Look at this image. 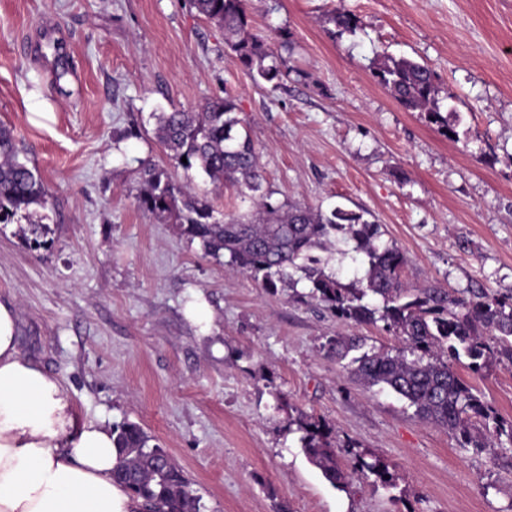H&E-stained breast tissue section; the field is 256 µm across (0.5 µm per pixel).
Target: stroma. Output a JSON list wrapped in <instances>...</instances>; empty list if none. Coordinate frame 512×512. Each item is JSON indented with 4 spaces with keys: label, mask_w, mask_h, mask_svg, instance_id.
Segmentation results:
<instances>
[{
    "label": "stroma",
    "mask_w": 512,
    "mask_h": 512,
    "mask_svg": "<svg viewBox=\"0 0 512 512\" xmlns=\"http://www.w3.org/2000/svg\"><path fill=\"white\" fill-rule=\"evenodd\" d=\"M353 17L352 29L331 22ZM249 30L287 32L281 85L256 86L191 0H0V124L49 188L0 224V301L21 353L81 419L139 423L183 468L203 512H512V446L476 452L327 357V337L399 342L336 317L305 285L274 290L139 209L165 163L153 113L231 95L276 201L370 213L405 280L512 296V0H251ZM435 73L456 138L377 81V55ZM227 215L234 187L173 170ZM462 375L512 419V363ZM297 410L340 448L385 461L395 485L330 486L288 427Z\"/></svg>",
    "instance_id": "stroma-1"
}]
</instances>
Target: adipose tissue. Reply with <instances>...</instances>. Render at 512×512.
I'll return each mask as SVG.
<instances>
[{
	"instance_id": "obj_1",
	"label": "adipose tissue",
	"mask_w": 512,
	"mask_h": 512,
	"mask_svg": "<svg viewBox=\"0 0 512 512\" xmlns=\"http://www.w3.org/2000/svg\"><path fill=\"white\" fill-rule=\"evenodd\" d=\"M115 462L111 429L79 421L64 386L22 356L0 303V512H138Z\"/></svg>"
}]
</instances>
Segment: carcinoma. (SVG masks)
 <instances>
[{
  "instance_id": "carcinoma-1",
  "label": "carcinoma",
  "mask_w": 512,
  "mask_h": 512,
  "mask_svg": "<svg viewBox=\"0 0 512 512\" xmlns=\"http://www.w3.org/2000/svg\"><path fill=\"white\" fill-rule=\"evenodd\" d=\"M198 13L224 28L230 58L256 84L278 87L280 57L270 43L248 31V0H193ZM374 74L406 109L423 112L444 135L453 132L442 115L443 99L427 65L405 57L380 55ZM155 138L175 167L201 170L214 184L235 187L252 201L253 217L224 219L205 197L173 180L156 163L142 167L144 191L137 206L169 219L179 232L202 243L225 265L261 277L263 286L309 283L311 298L340 319L357 324L384 323L401 340L394 350L365 349L360 336L327 339L328 356L354 365L366 388H388L405 399L423 422L452 433L461 448L512 446V420H506L458 373L461 358L480 372L498 359L512 361V297L502 300L483 290H450L438 282L407 287L404 253L382 240L381 225L364 214L336 206L328 213L289 201L273 202L254 143L230 96L214 97L197 112L174 109L154 113ZM186 162H181V159ZM48 202L41 175L20 159L13 132L0 126V224H10L32 205ZM44 224H25L20 234L38 245ZM341 257L365 266L362 278L345 283L319 255L339 244ZM360 355L350 357L353 352ZM300 433L301 450L334 488L346 489L358 473L368 472L394 486L389 466L359 456L346 464L320 421L299 414L288 418ZM117 452L114 479L141 500L142 512H201L184 471L139 424L112 426Z\"/></svg>"
}]
</instances>
